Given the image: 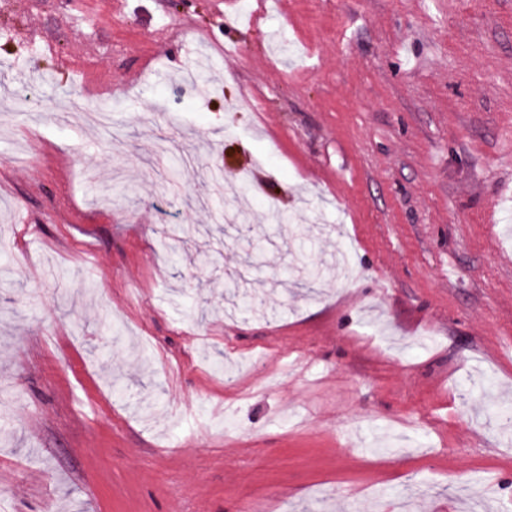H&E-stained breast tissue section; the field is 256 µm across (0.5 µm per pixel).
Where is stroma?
<instances>
[{
  "mask_svg": "<svg viewBox=\"0 0 512 512\" xmlns=\"http://www.w3.org/2000/svg\"><path fill=\"white\" fill-rule=\"evenodd\" d=\"M0 83V512H512V0H8Z\"/></svg>",
  "mask_w": 512,
  "mask_h": 512,
  "instance_id": "obj_1",
  "label": "stroma"
}]
</instances>
